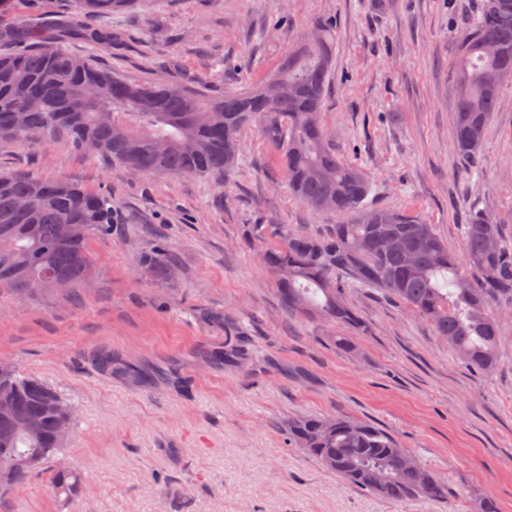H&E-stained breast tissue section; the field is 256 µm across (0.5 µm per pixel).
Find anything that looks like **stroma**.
<instances>
[{
  "label": "stroma",
  "mask_w": 512,
  "mask_h": 512,
  "mask_svg": "<svg viewBox=\"0 0 512 512\" xmlns=\"http://www.w3.org/2000/svg\"><path fill=\"white\" fill-rule=\"evenodd\" d=\"M479 0H137L90 21L66 47L131 81L212 95L258 85L314 23L332 30L323 105L330 141L370 177L372 204L433 224L461 252L474 211L512 242V81L476 158L453 148V62ZM112 29V44L95 30ZM223 179L133 175L65 138L0 140V173L59 179L112 196L113 223L90 244L92 287L0 295V359L56 388L75 410L64 457L81 495L59 501L44 474L0 498V512H512V305L496 307L498 361L470 369L430 323L371 292L353 295L369 327L347 354L342 328L288 315L259 261L257 224L326 237L338 215L290 195L262 127L240 133ZM178 272L148 258L158 247ZM240 327L253 366L215 364ZM112 350L166 375L141 387L100 374ZM342 413L397 437L448 480L444 504L361 492L290 445L295 414Z\"/></svg>",
  "instance_id": "35a3bbf8"
}]
</instances>
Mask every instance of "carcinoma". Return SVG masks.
I'll return each instance as SVG.
<instances>
[{"instance_id": "cac0c4a2", "label": "carcinoma", "mask_w": 512, "mask_h": 512, "mask_svg": "<svg viewBox=\"0 0 512 512\" xmlns=\"http://www.w3.org/2000/svg\"><path fill=\"white\" fill-rule=\"evenodd\" d=\"M71 2V15L50 28L20 17L3 28L0 139L25 144L35 130L44 144L59 136L80 150L91 144L126 171L207 177L235 166L240 131L260 123L279 148L289 193L314 211L344 218L327 238L256 226L258 238H274L262 260L288 313L364 332L351 293L378 291L427 320L468 366L494 368L499 325L491 307L512 304V244L480 211L464 225L459 257L434 225L366 202L369 176L336 154L320 119L332 58L326 24H316L312 38L283 56L258 87L211 97L182 86L174 94L168 82L128 81L64 47L65 38L84 30V19L109 17L135 0ZM454 68L453 144L459 156L472 158L497 110L504 75H512V0H481L460 36ZM281 82L288 92L270 98L269 88ZM110 224L111 199L101 190L0 174V293L85 287L96 273L89 241ZM240 334L224 328L225 359L251 360ZM94 365L110 376L152 381L108 351L98 352ZM74 420L55 388L15 369L0 372V496L65 451L57 430ZM286 432L304 454L360 490L394 501H448L444 478L421 464L412 475L401 471L400 460L412 453L377 425L298 414L288 417ZM49 483L70 500L82 480L56 467Z\"/></svg>"}]
</instances>
